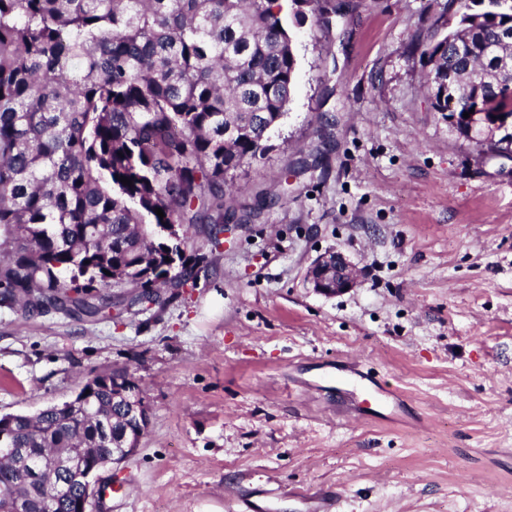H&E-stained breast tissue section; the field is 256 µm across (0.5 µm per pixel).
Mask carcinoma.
<instances>
[{"mask_svg": "<svg viewBox=\"0 0 512 512\" xmlns=\"http://www.w3.org/2000/svg\"><path fill=\"white\" fill-rule=\"evenodd\" d=\"M301 22L318 0H292ZM456 28L423 50L438 112L475 98L512 114V0H449ZM279 0H0V302L26 316L119 318L196 281L193 235L218 246L224 175L260 165L291 98L296 57ZM455 85L453 103L444 90ZM125 176L128 186L119 181ZM261 192L242 218H258ZM160 208L164 217L155 209ZM92 376L91 413L54 405L0 417V448H24L26 473L0 462V488L23 512H72L46 462L112 447V377Z\"/></svg>", "mask_w": 512, "mask_h": 512, "instance_id": "carcinoma-1", "label": "carcinoma"}]
</instances>
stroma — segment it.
<instances>
[{
  "mask_svg": "<svg viewBox=\"0 0 512 512\" xmlns=\"http://www.w3.org/2000/svg\"><path fill=\"white\" fill-rule=\"evenodd\" d=\"M289 23L291 100L236 205L278 197L221 246L196 236L193 286L118 319L0 305V414L71 400L127 370L150 411L138 450L101 470L93 512H224L225 496L341 491L340 512H512V152L436 112L423 49L448 0H319ZM357 276L314 292L329 252ZM409 414L342 406L349 366ZM308 279L314 291L325 296L349 291L356 283L353 267L338 252L326 253L314 260L308 270Z\"/></svg>",
  "mask_w": 512,
  "mask_h": 512,
  "instance_id": "obj_1",
  "label": "stroma"
}]
</instances>
